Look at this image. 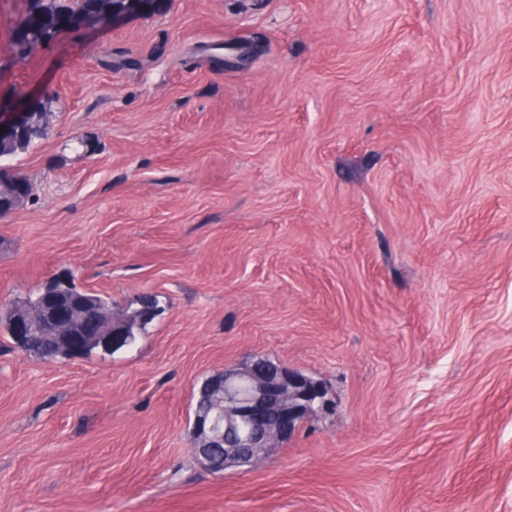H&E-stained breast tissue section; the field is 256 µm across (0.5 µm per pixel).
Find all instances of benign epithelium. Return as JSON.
<instances>
[{"instance_id": "1", "label": "benign epithelium", "mask_w": 512, "mask_h": 512, "mask_svg": "<svg viewBox=\"0 0 512 512\" xmlns=\"http://www.w3.org/2000/svg\"><path fill=\"white\" fill-rule=\"evenodd\" d=\"M131 0H97V13L85 24L110 17ZM0 140L23 130L41 132L38 112H1ZM132 314H117L98 305L73 304L69 288L60 284L40 289L38 299L25 301L11 322L17 341L24 340L29 326L40 323L51 329L68 353L83 350V338L100 336L108 325L112 343L130 340ZM207 394L198 395L192 423V451L208 468L227 470L256 460L288 439L314 406H324L322 384L268 357L230 365L206 379ZM224 449L220 454L217 449Z\"/></svg>"}]
</instances>
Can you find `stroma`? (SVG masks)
Wrapping results in <instances>:
<instances>
[{"instance_id":"1","label":"stroma","mask_w":512,"mask_h":512,"mask_svg":"<svg viewBox=\"0 0 512 512\" xmlns=\"http://www.w3.org/2000/svg\"><path fill=\"white\" fill-rule=\"evenodd\" d=\"M32 5L0 305L159 313L54 363L0 334V512H512V0H138L20 55ZM266 355L331 406L213 472L192 395Z\"/></svg>"}]
</instances>
